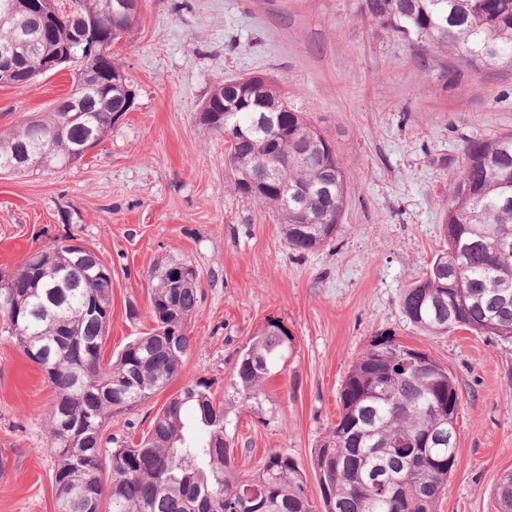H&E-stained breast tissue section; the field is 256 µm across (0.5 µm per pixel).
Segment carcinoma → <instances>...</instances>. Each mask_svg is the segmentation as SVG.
<instances>
[{
	"label": "carcinoma",
	"instance_id": "cac0c4a2",
	"mask_svg": "<svg viewBox=\"0 0 512 512\" xmlns=\"http://www.w3.org/2000/svg\"><path fill=\"white\" fill-rule=\"evenodd\" d=\"M0 25V43L17 41L14 68L42 73L43 48L31 44L39 22L26 0ZM366 15L422 52L454 55L469 66H512V0H363ZM97 112L65 119L58 108L25 118L0 133V173L60 168L82 159L84 143L97 145L127 109L124 82L94 90ZM224 96L244 108L224 126L214 113L199 123L224 136L228 152L250 157L289 187L310 191L312 210L329 209L326 224H299L293 197L275 186L257 193L252 175L234 168L239 193L280 218L288 247L302 254L332 241L340 230L349 187L343 162L323 132L288 106L273 79L245 85L224 82ZM279 116L276 141L253 128L258 113ZM437 263L460 256L458 286L427 271L405 289L401 309L431 335L463 328L512 340V133L472 140L454 177ZM173 256L148 275L157 328L105 361L102 344L112 316V280L104 265L79 263L62 239L33 252L11 273L0 272V323L58 392L49 415L56 466L52 486L58 512H435L456 460L448 404L459 392L447 367L386 333L373 337L354 359L339 393L340 415L312 453L320 507L309 498L294 456L268 453L257 475H239L224 402L199 381L170 398L138 443L111 438L110 477L104 478L102 442L108 419L135 411L168 386L192 350L187 321L199 311L200 275L192 263L172 279ZM457 316H443L448 306ZM296 348L278 320H268L239 354L233 398L261 422L267 385L277 362ZM443 428L432 448L392 464L395 445ZM251 494H240L246 487ZM497 512H512V471L493 489Z\"/></svg>",
	"mask_w": 512,
	"mask_h": 512
}]
</instances>
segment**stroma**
Here are the masks:
<instances>
[{
  "instance_id": "35a3bbf8",
  "label": "stroma",
  "mask_w": 512,
  "mask_h": 512,
  "mask_svg": "<svg viewBox=\"0 0 512 512\" xmlns=\"http://www.w3.org/2000/svg\"><path fill=\"white\" fill-rule=\"evenodd\" d=\"M362 0H141L112 47L134 90L107 137L67 168L0 176V270L75 237L112 270L111 358L153 331L147 272L168 255L200 272L192 351L172 382L110 436L141 438L184 386L231 394L239 350L267 318L297 348L278 366L266 423L228 401L235 467L255 474L281 450L309 467L339 413V391L373 336L391 333L447 367L460 395L456 464L436 512H497L491 491L512 470V342L457 329L431 335L401 296L442 244L450 184L468 142L512 132V70L418 55ZM267 74L323 131L348 177L335 240L289 249L271 210L239 193L223 136L198 121L218 83ZM65 65L24 86L0 83V132L49 111L72 87ZM136 317H129V310ZM42 370L0 332V512H57Z\"/></svg>"
}]
</instances>
